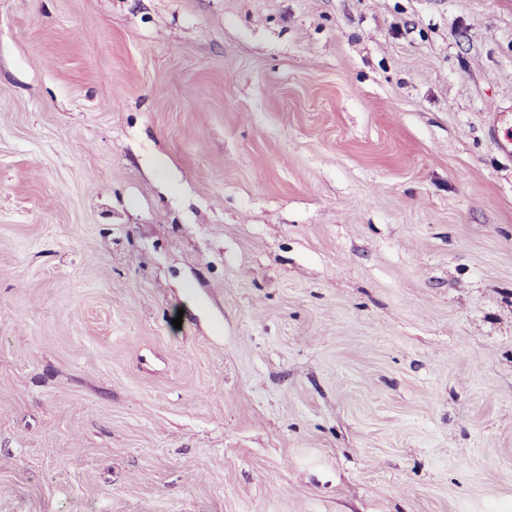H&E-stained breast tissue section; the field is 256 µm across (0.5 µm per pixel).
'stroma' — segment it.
Here are the masks:
<instances>
[{
    "label": "stroma",
    "instance_id": "stroma-1",
    "mask_svg": "<svg viewBox=\"0 0 512 512\" xmlns=\"http://www.w3.org/2000/svg\"><path fill=\"white\" fill-rule=\"evenodd\" d=\"M508 136L512 0H0V512H512Z\"/></svg>",
    "mask_w": 512,
    "mask_h": 512
}]
</instances>
